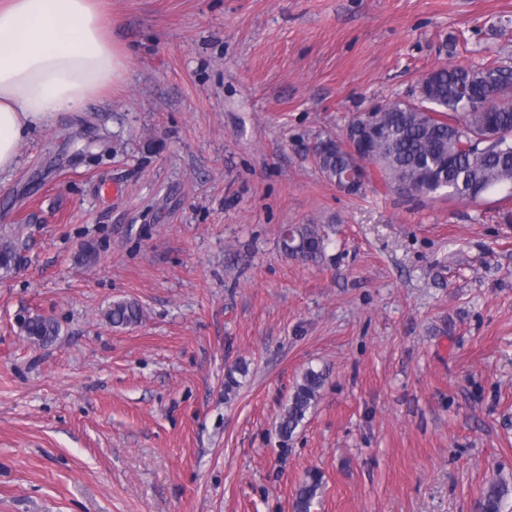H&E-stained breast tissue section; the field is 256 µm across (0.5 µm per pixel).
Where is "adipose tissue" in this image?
Returning <instances> with one entry per match:
<instances>
[{
	"label": "adipose tissue",
	"instance_id": "adipose-tissue-1",
	"mask_svg": "<svg viewBox=\"0 0 512 512\" xmlns=\"http://www.w3.org/2000/svg\"><path fill=\"white\" fill-rule=\"evenodd\" d=\"M128 64L97 0H0V173L28 130L102 96Z\"/></svg>",
	"mask_w": 512,
	"mask_h": 512
}]
</instances>
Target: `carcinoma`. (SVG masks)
Returning a JSON list of instances; mask_svg holds the SVG:
<instances>
[{
    "instance_id": "1",
    "label": "carcinoma",
    "mask_w": 512,
    "mask_h": 512,
    "mask_svg": "<svg viewBox=\"0 0 512 512\" xmlns=\"http://www.w3.org/2000/svg\"><path fill=\"white\" fill-rule=\"evenodd\" d=\"M421 106L393 101L373 113L378 132L356 144L353 152L343 138L328 137L314 147L321 173L337 184L354 165L361 181L348 189L359 192L380 181L384 187L419 196L444 194L475 202L498 187H512V66L490 63L478 67L444 66L422 79ZM328 234L323 225H294L281 234L280 248L288 258L318 263L325 258ZM19 250V231L0 234V270H13ZM106 318L115 328L136 325L143 318L139 303H112ZM20 334L34 346H47L59 335L57 322L40 314L18 319ZM324 385L322 373L308 370L288 398L279 432L291 438L315 405ZM320 486L309 473L295 490L293 512H311ZM512 485L495 478L482 491L479 512H503Z\"/></svg>"
}]
</instances>
